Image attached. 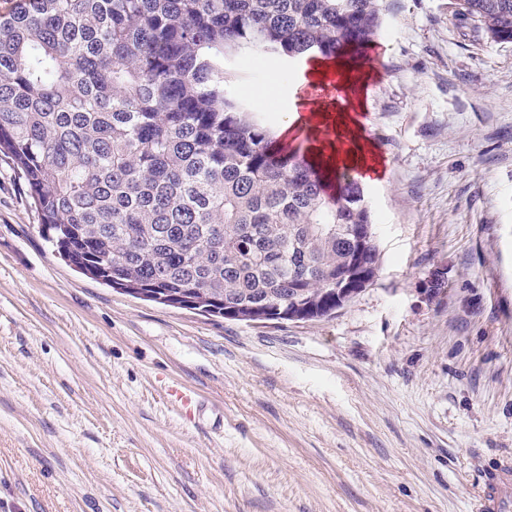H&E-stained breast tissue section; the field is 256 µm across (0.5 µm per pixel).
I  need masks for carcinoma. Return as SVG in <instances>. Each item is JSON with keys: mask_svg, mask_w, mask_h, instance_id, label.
Masks as SVG:
<instances>
[{"mask_svg": "<svg viewBox=\"0 0 512 512\" xmlns=\"http://www.w3.org/2000/svg\"><path fill=\"white\" fill-rule=\"evenodd\" d=\"M450 7L512 43V0ZM381 23V0H16L0 13V153L80 273L181 308L205 296L229 320L273 301L330 316L336 274L379 260L364 189L251 119L224 73L247 53L351 65Z\"/></svg>", "mask_w": 512, "mask_h": 512, "instance_id": "cac0c4a2", "label": "carcinoma"}]
</instances>
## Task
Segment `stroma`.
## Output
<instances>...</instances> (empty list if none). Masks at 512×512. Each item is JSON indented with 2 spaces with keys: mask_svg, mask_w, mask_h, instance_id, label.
Wrapping results in <instances>:
<instances>
[{
  "mask_svg": "<svg viewBox=\"0 0 512 512\" xmlns=\"http://www.w3.org/2000/svg\"><path fill=\"white\" fill-rule=\"evenodd\" d=\"M383 4L355 74L380 264L331 316L231 321L84 276L0 155V512H475L512 462V44L449 0ZM292 67L226 83L245 102Z\"/></svg>",
  "mask_w": 512,
  "mask_h": 512,
  "instance_id": "1",
  "label": "stroma"
}]
</instances>
